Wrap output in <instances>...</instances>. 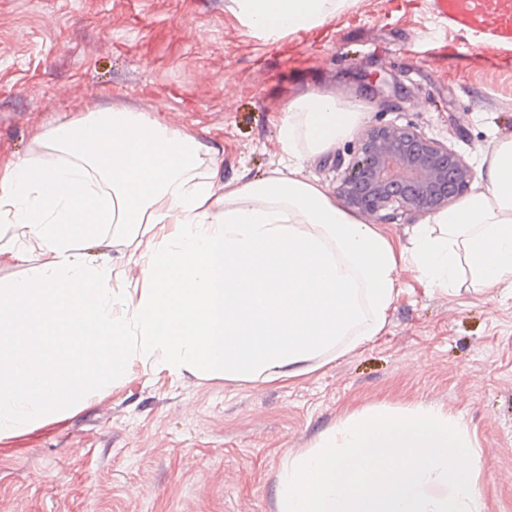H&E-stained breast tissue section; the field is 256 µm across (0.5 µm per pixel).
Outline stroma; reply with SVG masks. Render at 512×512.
I'll list each match as a JSON object with an SVG mask.
<instances>
[{"label":"stroma","mask_w":512,"mask_h":512,"mask_svg":"<svg viewBox=\"0 0 512 512\" xmlns=\"http://www.w3.org/2000/svg\"><path fill=\"white\" fill-rule=\"evenodd\" d=\"M445 30L430 0H355L320 28L270 43L230 0H0V157L40 155L50 128L95 107L183 125L238 183L281 154L291 99L344 89L367 109L354 134L306 161L337 190L372 127L409 126L478 167L512 138V69L407 58ZM304 44L313 64L288 66ZM381 402L461 417L480 448L482 512H512V293L448 295L413 280L384 333L285 386L151 365L78 406L0 437V512H280L285 456Z\"/></svg>","instance_id":"stroma-1"}]
</instances>
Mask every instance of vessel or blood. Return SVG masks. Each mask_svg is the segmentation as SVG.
Segmentation results:
<instances>
[{
    "label": "vessel or blood",
    "instance_id": "obj_1",
    "mask_svg": "<svg viewBox=\"0 0 512 512\" xmlns=\"http://www.w3.org/2000/svg\"><path fill=\"white\" fill-rule=\"evenodd\" d=\"M432 8L446 28L475 38L463 50L449 45V55L498 63L500 48L512 46V0H432Z\"/></svg>",
    "mask_w": 512,
    "mask_h": 512
}]
</instances>
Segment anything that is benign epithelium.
I'll use <instances>...</instances> for the list:
<instances>
[{"instance_id":"benign-epithelium-1","label":"benign epithelium","mask_w":512,"mask_h":512,"mask_svg":"<svg viewBox=\"0 0 512 512\" xmlns=\"http://www.w3.org/2000/svg\"><path fill=\"white\" fill-rule=\"evenodd\" d=\"M472 168L447 146L427 139L412 127L368 130L358 157L338 187L348 211L385 220V211L434 213L466 194Z\"/></svg>"}]
</instances>
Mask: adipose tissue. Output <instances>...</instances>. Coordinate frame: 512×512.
<instances>
[{
    "mask_svg": "<svg viewBox=\"0 0 512 512\" xmlns=\"http://www.w3.org/2000/svg\"><path fill=\"white\" fill-rule=\"evenodd\" d=\"M233 2L242 25L274 43L353 0ZM365 118L331 94L288 101L279 168L243 184L225 180L188 129L124 109L55 125L43 156L0 159V234L19 242L10 259L50 257L0 284V435L148 360L174 376H303L324 352L383 333L406 273L451 295L512 288V139L482 157L460 205L402 243L297 176ZM108 225L133 243L119 270L84 254Z\"/></svg>",
    "mask_w": 512,
    "mask_h": 512,
    "instance_id": "ef3b65f1",
    "label": "adipose tissue"
}]
</instances>
